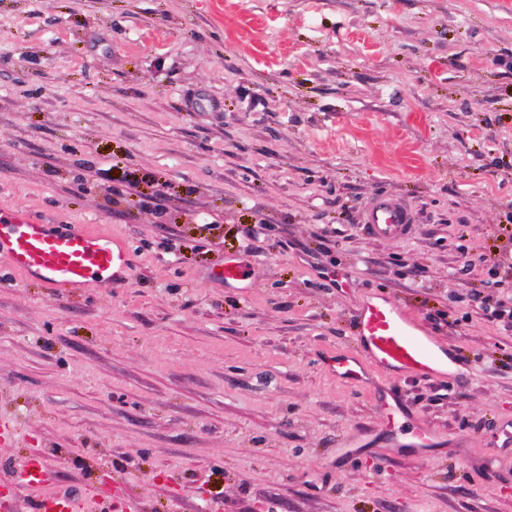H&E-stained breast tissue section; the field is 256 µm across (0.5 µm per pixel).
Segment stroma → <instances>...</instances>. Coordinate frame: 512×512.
I'll return each mask as SVG.
<instances>
[{
    "label": "stroma",
    "mask_w": 512,
    "mask_h": 512,
    "mask_svg": "<svg viewBox=\"0 0 512 512\" xmlns=\"http://www.w3.org/2000/svg\"><path fill=\"white\" fill-rule=\"evenodd\" d=\"M380 194L409 238L365 232ZM0 203L133 260L67 296L0 265V470L138 512H512V327L460 300L512 257V0H0ZM371 296L447 315L462 379L394 384L428 453L323 363ZM363 225L374 238L401 239L414 232L416 217L403 198L378 196L365 207ZM220 275L226 285H242L249 279V270L237 256L230 255L224 257Z\"/></svg>",
    "instance_id": "obj_1"
}]
</instances>
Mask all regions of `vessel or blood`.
<instances>
[{"instance_id": "b4317fda", "label": "vessel or blood", "mask_w": 512, "mask_h": 512, "mask_svg": "<svg viewBox=\"0 0 512 512\" xmlns=\"http://www.w3.org/2000/svg\"><path fill=\"white\" fill-rule=\"evenodd\" d=\"M365 230L379 239H401L415 230L416 217L403 198L378 196L364 209ZM0 262L44 287L65 293L79 288L110 286L123 281L130 270V252L122 239L95 232L81 224L50 226L17 207L0 206ZM221 276L228 285L244 284L246 265L234 255L225 257ZM356 348L327 356L326 365L336 377L378 388L383 419L399 427L410 413L395 394L394 381L407 378L454 380L459 361L452 346L424 330L414 314L386 297L363 301L353 315ZM438 434L423 422H414L396 447L423 451L435 447ZM50 467L42 455L29 457L18 473L0 481V512H21L22 492L34 493L33 512H79L80 500L64 493L41 490ZM97 506L113 505L135 512L126 504L122 486L112 493H92Z\"/></svg>"}]
</instances>
